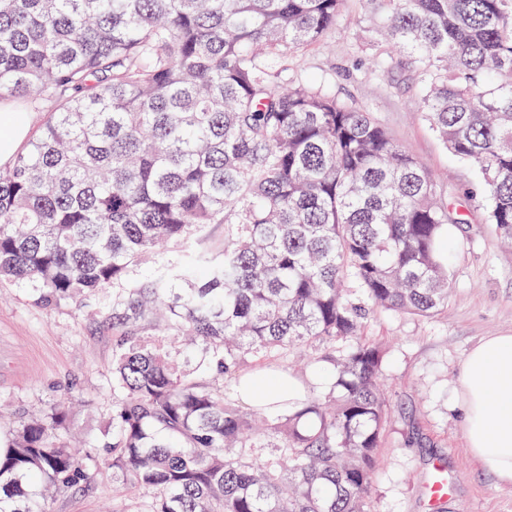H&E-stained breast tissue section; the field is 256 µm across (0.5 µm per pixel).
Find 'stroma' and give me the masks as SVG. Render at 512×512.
<instances>
[{
	"instance_id": "obj_1",
	"label": "stroma",
	"mask_w": 512,
	"mask_h": 512,
	"mask_svg": "<svg viewBox=\"0 0 512 512\" xmlns=\"http://www.w3.org/2000/svg\"><path fill=\"white\" fill-rule=\"evenodd\" d=\"M365 0H346L336 28L294 53L298 77L371 112L435 177L451 201L468 207L445 251L448 308L431 317L378 311L366 332L386 348L385 387L391 420L373 476V512H427L421 487L432 462L459 480L442 512H512V486L483 470L466 446L451 408L462 362L480 341L512 332V245L484 206L468 202L474 168L448 151L414 110L419 87L407 69L377 71L386 51ZM111 293L75 310L33 307L24 288L0 287V413L14 419L54 403L68 408L67 430L83 455L96 454L112 425V328L98 318ZM145 496L112 491V471L54 494L48 512H143Z\"/></svg>"
}]
</instances>
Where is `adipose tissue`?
<instances>
[{
  "label": "adipose tissue",
  "instance_id": "obj_1",
  "mask_svg": "<svg viewBox=\"0 0 512 512\" xmlns=\"http://www.w3.org/2000/svg\"><path fill=\"white\" fill-rule=\"evenodd\" d=\"M32 115L0 113V166L12 164L31 137ZM467 446L498 482L512 486V332L492 336L468 354L456 387ZM245 407L287 400L300 405L303 378L280 369L245 375L235 391Z\"/></svg>",
  "mask_w": 512,
  "mask_h": 512
}]
</instances>
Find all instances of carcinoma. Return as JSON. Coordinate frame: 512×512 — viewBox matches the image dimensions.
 Returning <instances> with one entry per match:
<instances>
[{
    "label": "carcinoma",
    "mask_w": 512,
    "mask_h": 512,
    "mask_svg": "<svg viewBox=\"0 0 512 512\" xmlns=\"http://www.w3.org/2000/svg\"><path fill=\"white\" fill-rule=\"evenodd\" d=\"M344 2L0 0V98L51 104L0 167V281L46 310L110 290L113 335L102 453L69 449L60 405L13 421L0 512H45L103 465L145 512H372L390 411L364 330L448 307L439 241L464 218L369 112L292 74ZM367 2L394 51L376 67L414 73L512 238V0ZM301 348L333 365L328 392L226 399Z\"/></svg>",
    "instance_id": "cac0c4a2"
}]
</instances>
